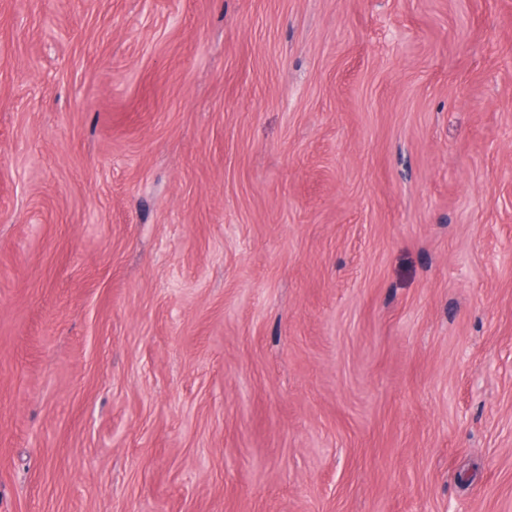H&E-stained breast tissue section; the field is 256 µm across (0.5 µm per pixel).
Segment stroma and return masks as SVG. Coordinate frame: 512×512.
<instances>
[{"label":"stroma","mask_w":512,"mask_h":512,"mask_svg":"<svg viewBox=\"0 0 512 512\" xmlns=\"http://www.w3.org/2000/svg\"><path fill=\"white\" fill-rule=\"evenodd\" d=\"M0 512H512V0H0Z\"/></svg>","instance_id":"obj_1"}]
</instances>
